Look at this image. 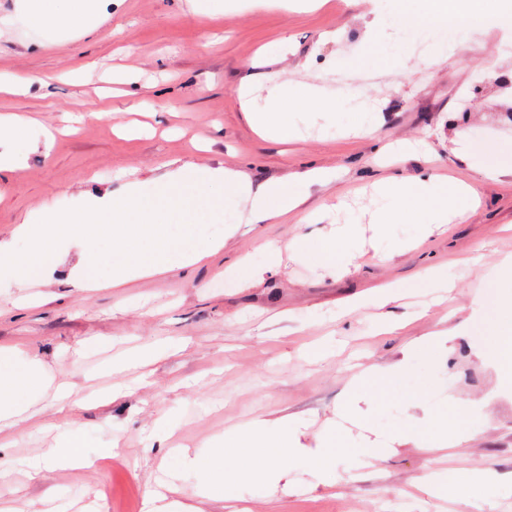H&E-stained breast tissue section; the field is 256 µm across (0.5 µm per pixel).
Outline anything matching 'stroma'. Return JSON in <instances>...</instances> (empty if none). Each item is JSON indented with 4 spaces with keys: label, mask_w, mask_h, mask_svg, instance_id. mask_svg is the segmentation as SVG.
Returning <instances> with one entry per match:
<instances>
[{
    "label": "stroma",
    "mask_w": 512,
    "mask_h": 512,
    "mask_svg": "<svg viewBox=\"0 0 512 512\" xmlns=\"http://www.w3.org/2000/svg\"><path fill=\"white\" fill-rule=\"evenodd\" d=\"M373 0H325L298 11L270 0H226L211 15L192 13L190 0H112L90 34L68 27H40L0 0V17L12 18L0 38V73L31 78L25 95H0V114L29 120L27 140L15 145V171L0 180V241L21 248L14 230L44 215L86 205L119 190L123 179L142 187L184 164L232 168L255 183H288L303 197L285 219L236 225L224 247L189 267L171 265L119 288L79 290L68 271L83 247L63 240V264L45 282L26 288L0 279V347L45 362L57 381L69 384L72 401L44 396L10 432L0 466V503L17 512H44L47 490L58 488L70 512H146L144 498L168 459L151 447L155 420L173 413L171 446L195 454L207 441L267 421L299 418L303 442L312 446L333 429L342 403L375 434L405 427L424 409L470 408V435L444 450L414 443L391 455L361 460L360 429L348 427L347 447L337 449L327 477L311 476L299 460L288 465L292 491L270 492L255 481L238 483L236 500H199L200 475L186 473L178 499L199 512H477L427 483L436 473L488 474L480 488L491 512H512V386L500 387L495 366L476 348L470 322L475 300L490 299L489 274L512 255V177L492 180L461 159L451 142L464 129L479 151L512 161V94L492 88L487 60L505 56L512 68V12L489 8L463 42L443 48L437 68L407 70L395 82H373L361 91L364 105L341 112H299L288 141L257 133L240 101L254 83L265 102L266 77L289 83H331L342 71L338 46L358 47L352 63L376 72L414 51V34L437 35L434 25L395 27L393 51L364 41L363 17ZM334 32L340 43L324 41ZM145 107L131 115L134 100ZM106 116H96V109ZM57 132L50 149L39 148L45 129ZM328 170L321 184L301 176ZM426 176L469 183L476 199L462 215L431 231L412 219L390 225L373 247L358 242L352 272L314 262L310 253L283 254L269 268L264 242L295 237L315 244L350 216L382 206L374 188L396 177L413 183ZM439 270L451 290L437 297L422 281ZM405 295L384 307L366 303L378 287ZM393 318L395 333L376 331ZM448 329L445 354L411 348L413 340ZM328 341L333 351L307 359L309 346ZM169 350L145 368L119 374L133 393L100 405L109 378L93 377L100 359L142 345ZM404 361L392 394L348 399L350 379L362 370ZM80 428L88 452L115 444L117 454L91 468H53L36 479L15 459L43 456L59 432Z\"/></svg>",
    "instance_id": "stroma-1"
}]
</instances>
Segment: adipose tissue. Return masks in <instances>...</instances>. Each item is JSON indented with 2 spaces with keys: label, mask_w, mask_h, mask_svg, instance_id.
<instances>
[{
  "label": "adipose tissue",
  "mask_w": 512,
  "mask_h": 512,
  "mask_svg": "<svg viewBox=\"0 0 512 512\" xmlns=\"http://www.w3.org/2000/svg\"><path fill=\"white\" fill-rule=\"evenodd\" d=\"M104 0H20V8L27 18L36 24H63L94 32L98 27ZM395 9L386 15L376 16L368 22L365 35L370 39L388 42V29L395 21L409 24L430 22L443 24L448 28L467 25L480 16L484 0H394ZM336 95L325 87L312 83H298L287 87L273 84L264 106H257L251 98H243L242 108L249 122L257 130L278 140H288L294 135L291 117L301 110H321L335 106ZM384 194L395 199L392 207L374 210L368 226L372 243L385 240L389 225L399 223L404 212L399 201L413 199L415 215L435 208L442 213L457 212L467 196V185L445 188L426 183L414 188L398 181H386L381 185ZM360 221L338 225L324 237L314 250L315 259L325 267L350 271L356 257L353 248L357 241ZM492 278L502 290L501 300L496 308V324L493 331V346L486 350V357L499 369L504 381L512 380V260L506 259L493 272ZM53 393L55 399L68 396L65 385L53 382L50 371L38 360L24 358L9 349H0V433L14 427L21 421L31 400L44 393ZM468 414L465 410L453 411L452 415H439L435 423L412 419L405 432L394 433L381 442L363 450L364 455L379 457L390 451L393 444L402 438L432 440L438 437L460 438L467 432ZM300 424L291 420L285 422L277 433H270L261 421L238 430L212 443L210 450L193 456L183 455L185 469L200 473L203 483L197 487V496L221 501L228 497L229 488L224 482L227 463L225 448L238 449L243 460L235 467L234 479L253 477L278 485L287 470V464L302 459L310 468L323 472L330 470L335 456L333 444L317 448H306L300 444ZM115 450L104 446L98 448L95 457H88L81 434L73 429L64 431L48 452L41 458L28 460L26 473L36 477L42 469L50 467L75 468L91 466L93 459L112 458Z\"/></svg>",
  "instance_id": "obj_1"
}]
</instances>
